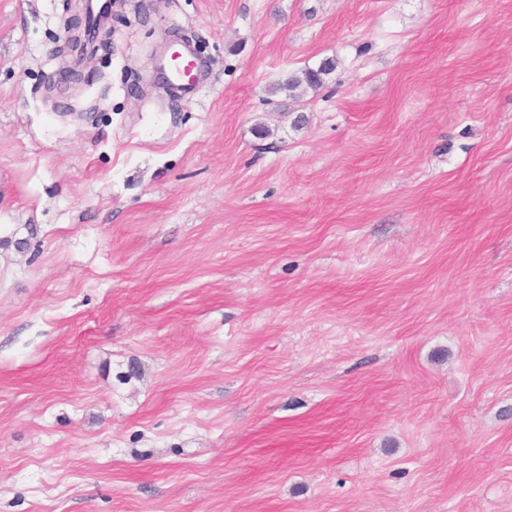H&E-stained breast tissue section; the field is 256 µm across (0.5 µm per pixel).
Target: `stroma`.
<instances>
[{"instance_id":"1","label":"stroma","mask_w":512,"mask_h":512,"mask_svg":"<svg viewBox=\"0 0 512 512\" xmlns=\"http://www.w3.org/2000/svg\"><path fill=\"white\" fill-rule=\"evenodd\" d=\"M81 7L0 0V512H512V0ZM85 29L84 36L87 43L93 42L99 35L101 25L108 18L112 9V1H84ZM102 2V3H100ZM154 69L164 75L165 83L182 97H193L201 86V75L187 45L174 54L155 60ZM335 62L332 59L323 60L316 68H307L301 72V75H290L282 83L275 87V92L292 93L302 83L311 88H320L325 84L326 77L334 70Z\"/></svg>"}]
</instances>
